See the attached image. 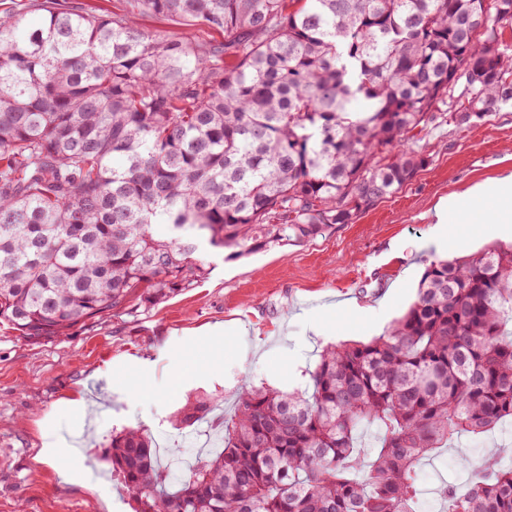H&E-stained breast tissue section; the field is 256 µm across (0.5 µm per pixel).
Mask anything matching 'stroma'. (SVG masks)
Returning <instances> with one entry per match:
<instances>
[{"instance_id": "obj_1", "label": "stroma", "mask_w": 512, "mask_h": 512, "mask_svg": "<svg viewBox=\"0 0 512 512\" xmlns=\"http://www.w3.org/2000/svg\"><path fill=\"white\" fill-rule=\"evenodd\" d=\"M133 22L224 39L176 19ZM420 145L430 163L413 181L314 241L237 260L201 251L207 279L135 318L120 313L40 340L0 327V512H133L100 460L113 432L144 429L162 460L189 466L221 444L208 425L176 426L189 400L214 398L215 416L229 417L247 388L294 390L323 346L368 342L400 317L428 260L512 243V226L482 218L469 194L512 172V106L468 127L428 129ZM451 195L459 208L441 253L430 214ZM510 441L511 428L461 437L422 464L419 483L464 480L466 465Z\"/></svg>"}]
</instances>
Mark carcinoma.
<instances>
[{
  "mask_svg": "<svg viewBox=\"0 0 512 512\" xmlns=\"http://www.w3.org/2000/svg\"><path fill=\"white\" fill-rule=\"evenodd\" d=\"M128 3L0 14V324L27 339L158 306L207 277L204 247L235 259L351 224L429 164L415 131L512 105V0ZM509 324L512 245L433 259L406 312L323 348L304 391L242 392L188 476L140 428L112 433L106 460L134 512H420L421 463L512 424ZM510 457L442 486V512H512ZM132 21L138 29L150 33L188 36L193 39L213 42L224 41V35L221 32L214 31L201 24L187 26L182 21L176 19H163L152 16H134Z\"/></svg>",
  "mask_w": 512,
  "mask_h": 512,
  "instance_id": "carcinoma-1",
  "label": "carcinoma"
}]
</instances>
